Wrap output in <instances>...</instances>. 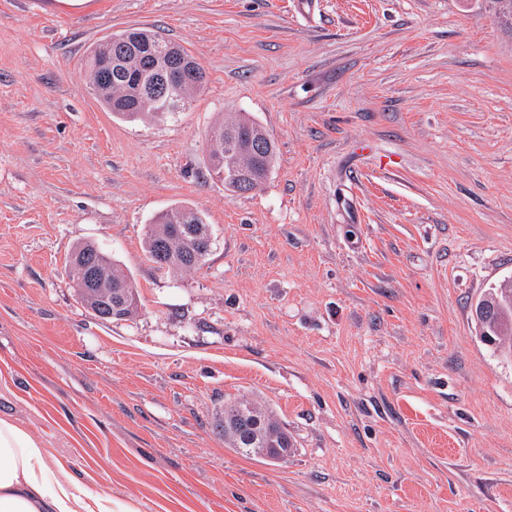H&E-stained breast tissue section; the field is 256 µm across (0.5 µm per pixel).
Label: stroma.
Returning <instances> with one entry per match:
<instances>
[{
  "instance_id": "stroma-1",
  "label": "stroma",
  "mask_w": 512,
  "mask_h": 512,
  "mask_svg": "<svg viewBox=\"0 0 512 512\" xmlns=\"http://www.w3.org/2000/svg\"><path fill=\"white\" fill-rule=\"evenodd\" d=\"M0 0V417L141 512H512V358L471 306L512 277V27L498 0ZM156 29L206 82L129 122L82 74ZM249 114L277 160L234 195L207 131ZM214 244L173 275L156 217ZM96 242L141 307L105 322L72 288ZM294 442L225 448V400ZM213 233L205 216L175 205L159 215L144 238L147 259L159 270L190 272L209 255ZM476 322V321H475ZM479 334L488 336H480V338L487 344L495 347L502 356H512V309H511V327L506 326L505 330L498 331L494 329L491 324H478ZM224 421L229 424L234 423L239 436L236 437L231 431H224ZM259 423L265 429L267 435H276V442L279 454L272 452L271 448H265L263 443V433H256L251 438V444L254 448L248 446V440L252 434L251 426ZM281 423L276 415L256 400L241 398L224 402V411L221 410L215 423L212 425L213 432L220 436L224 431V442L228 448L235 452L249 456L245 448H249L253 456H257L267 461L278 462L281 458L288 455L291 447L284 448L281 444L280 428ZM292 451L289 455H291Z\"/></svg>"
}]
</instances>
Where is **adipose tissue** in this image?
<instances>
[{"label":"adipose tissue","mask_w":512,"mask_h":512,"mask_svg":"<svg viewBox=\"0 0 512 512\" xmlns=\"http://www.w3.org/2000/svg\"><path fill=\"white\" fill-rule=\"evenodd\" d=\"M0 512H140L134 498L118 501L88 489L64 466L50 467L42 440L0 417Z\"/></svg>","instance_id":"ef3b65f1"}]
</instances>
